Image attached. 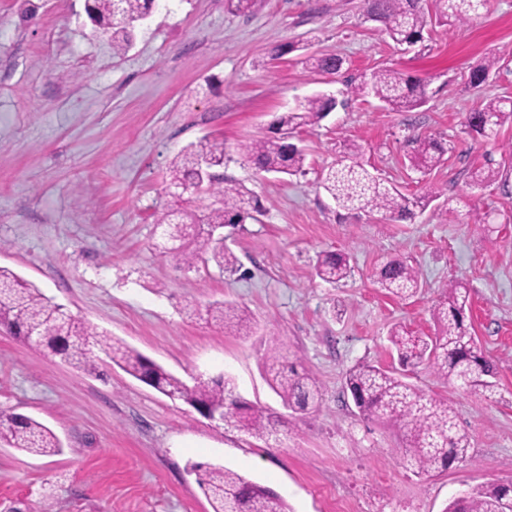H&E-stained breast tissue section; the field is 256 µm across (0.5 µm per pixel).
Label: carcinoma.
<instances>
[{
  "mask_svg": "<svg viewBox=\"0 0 512 512\" xmlns=\"http://www.w3.org/2000/svg\"><path fill=\"white\" fill-rule=\"evenodd\" d=\"M423 0H364L369 19L380 23L398 45L415 46L424 41L428 20ZM487 0H436L435 20L449 25L465 22L479 15ZM154 0H92L88 16L100 31L110 35L112 53L121 55L131 47L134 23L146 16ZM312 68L322 74H336L343 68V58L325 53L307 56ZM500 58L491 56L471 69L469 83L483 84ZM355 95H371L395 112H408L425 102L424 83L396 69H382L367 80L351 87ZM336 109L335 100L317 94L299 108L282 112L272 122L273 135L255 139L243 147L248 161L266 173L296 175L304 171L305 152L292 142L295 132L320 123ZM512 120V98L486 100L469 112L465 127L475 136L488 138L497 133L505 120ZM410 161L413 167L429 170L438 166L446 149L429 137L413 135ZM360 147L351 144L344 159L322 173V187L338 206L367 213L378 212L393 218L413 214V208L426 197L409 198L385 181L372 176L359 161ZM224 141L204 137L182 151L169 168V187L187 191L201 181L203 167L224 166ZM500 170L490 166L471 173L479 186L497 180ZM204 193L221 198V206L202 212L166 210L158 218L165 233L178 236L179 245L168 250L177 265L188 270L198 264L214 262L219 270L235 272L237 256L224 243L207 234L203 225L243 224L259 212V203L239 182L226 177L205 184ZM316 276L337 284L350 276L348 254L324 252L317 256ZM377 284L386 293L407 299L420 288L415 268L399 259H390L377 271ZM470 293L461 284L448 288L443 300L433 309L437 325L433 336H405L395 330L390 342L401 364L427 363L447 381L467 389L482 391L491 387L487 378L494 375L496 364L478 353L474 337L465 325ZM207 316L231 333L249 328V319L231 304L214 302ZM0 328L41 347L52 356L74 365L88 374H96L99 357L89 348L90 340L103 347L110 361L127 374L191 406L199 414L215 413L224 425L245 431L253 437L268 439L276 433L277 422L263 411L236 397L229 379H193L188 384L128 345L113 340L74 316L64 305L54 302L14 271L0 267ZM283 346L268 343L264 360L270 385L282 403L304 411L322 399L318 380L311 374L281 368ZM355 407L371 420L386 423L401 434L403 460L419 474L446 468L466 456L467 433L459 427L452 405L427 395L418 386L402 379V374L370 364H360L346 375ZM0 444L38 456H54L61 443L46 426L22 414L0 411ZM198 484L211 506V512H288L287 505L270 490L247 480L221 465L194 464ZM443 512H512V485L491 483L467 491L453 499Z\"/></svg>",
  "mask_w": 512,
  "mask_h": 512,
  "instance_id": "cac0c4a2",
  "label": "carcinoma"
}]
</instances>
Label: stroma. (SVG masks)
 Returning a JSON list of instances; mask_svg holds the SVG:
<instances>
[{
  "mask_svg": "<svg viewBox=\"0 0 512 512\" xmlns=\"http://www.w3.org/2000/svg\"><path fill=\"white\" fill-rule=\"evenodd\" d=\"M0 0V266L183 380L230 376L235 394L279 426L258 439L211 421L115 366L89 375L0 329V409L43 423L63 451L42 457L0 446V512H210L194 463L230 468L270 489L288 512H442L472 487L512 480V122L472 139L464 121L481 99L512 97V0H489L463 25L429 24L403 50L364 17L362 0H262L239 14L225 0H159L116 56L91 26L85 0ZM287 42L345 60L336 77L275 50ZM502 66L470 87L486 57ZM391 68L427 83L426 102L394 112L371 96L346 97L319 127L296 133L303 173L257 172L242 148L270 135L276 113L351 78ZM446 141V160L411 168L409 138ZM223 139L225 176L261 206L224 228L235 273L185 271L165 251L158 212L201 210L217 197L168 192L169 165L203 137ZM361 149L372 173L408 196L428 195L414 217L389 220L339 208L320 174ZM501 171L485 187L470 171ZM343 250L352 272L331 285L318 252ZM415 267L416 296L375 282L387 259ZM470 288V332L496 362L492 394L446 382L427 364L401 366L393 328L434 333L431 309L449 284ZM233 303L252 318L228 335L193 315ZM289 364L313 373L319 407L285 408L269 385L270 339ZM372 364L448 400L470 446L448 469L403 465L401 435L364 419L346 387Z\"/></svg>",
  "mask_w": 512,
  "mask_h": 512,
  "instance_id": "1",
  "label": "stroma"
}]
</instances>
